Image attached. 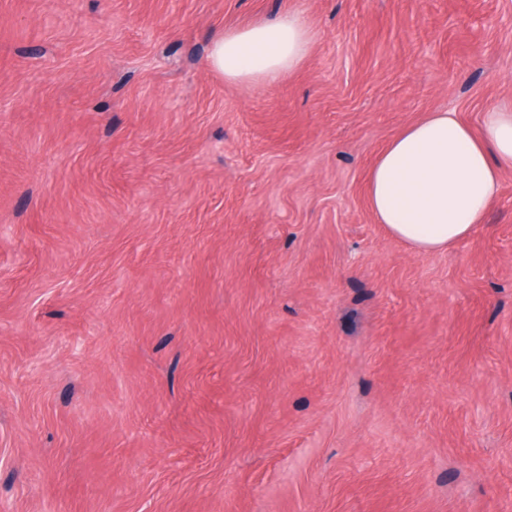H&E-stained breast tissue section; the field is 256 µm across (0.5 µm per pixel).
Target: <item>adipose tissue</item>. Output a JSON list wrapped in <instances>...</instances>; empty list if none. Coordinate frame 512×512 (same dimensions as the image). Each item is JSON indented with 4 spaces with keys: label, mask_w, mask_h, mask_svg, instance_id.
<instances>
[{
    "label": "adipose tissue",
    "mask_w": 512,
    "mask_h": 512,
    "mask_svg": "<svg viewBox=\"0 0 512 512\" xmlns=\"http://www.w3.org/2000/svg\"><path fill=\"white\" fill-rule=\"evenodd\" d=\"M315 33L302 12L214 37L208 65L225 80L273 86L309 56ZM512 170V100L488 107L479 130L457 113L430 112L395 136L367 176L378 223L420 253L447 250L485 224Z\"/></svg>",
    "instance_id": "ef3b65f1"
}]
</instances>
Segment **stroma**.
Returning <instances> with one entry per match:
<instances>
[{
	"mask_svg": "<svg viewBox=\"0 0 512 512\" xmlns=\"http://www.w3.org/2000/svg\"><path fill=\"white\" fill-rule=\"evenodd\" d=\"M505 98L512 0H0V512H512V170L445 252L366 193ZM315 33L302 12L256 23L214 37L209 68L237 83L273 86L309 56Z\"/></svg>",
	"mask_w": 512,
	"mask_h": 512,
	"instance_id": "1",
	"label": "stroma"
}]
</instances>
